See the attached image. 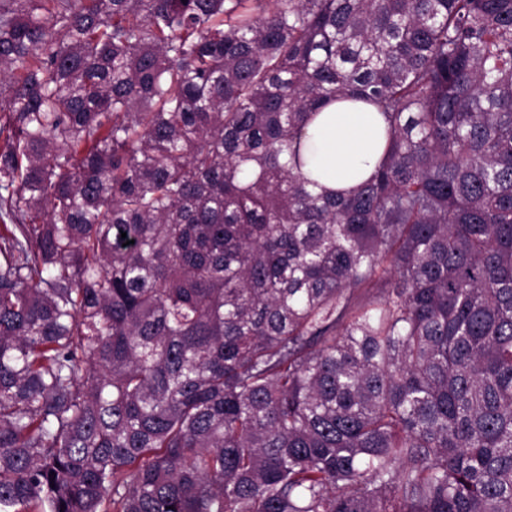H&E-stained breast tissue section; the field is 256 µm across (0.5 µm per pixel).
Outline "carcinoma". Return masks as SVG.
Here are the masks:
<instances>
[{"label":"carcinoma","mask_w":512,"mask_h":512,"mask_svg":"<svg viewBox=\"0 0 512 512\" xmlns=\"http://www.w3.org/2000/svg\"><path fill=\"white\" fill-rule=\"evenodd\" d=\"M0 512H512V0H0ZM385 131L383 117L372 106L332 102L302 135L304 170L326 187L348 191L370 178L383 151Z\"/></svg>","instance_id":"obj_1"}]
</instances>
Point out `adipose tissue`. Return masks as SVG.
<instances>
[{"label": "adipose tissue", "mask_w": 512, "mask_h": 512, "mask_svg": "<svg viewBox=\"0 0 512 512\" xmlns=\"http://www.w3.org/2000/svg\"><path fill=\"white\" fill-rule=\"evenodd\" d=\"M385 131L383 117L372 106L346 100L330 103L302 135L306 172L339 191L358 186L370 178L382 154Z\"/></svg>", "instance_id": "adipose-tissue-1"}]
</instances>
